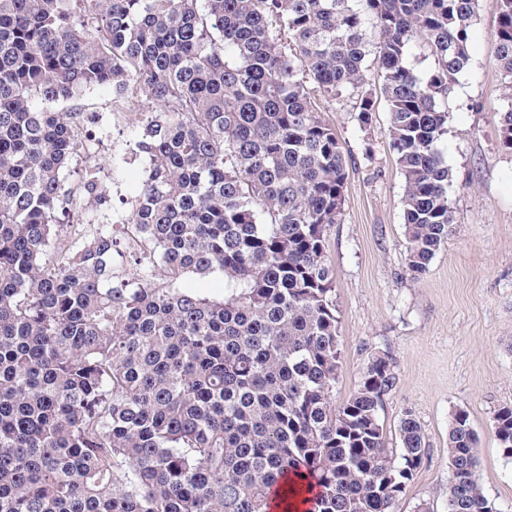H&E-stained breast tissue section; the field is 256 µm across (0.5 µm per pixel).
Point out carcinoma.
<instances>
[{
    "label": "carcinoma",
    "instance_id": "1",
    "mask_svg": "<svg viewBox=\"0 0 512 512\" xmlns=\"http://www.w3.org/2000/svg\"><path fill=\"white\" fill-rule=\"evenodd\" d=\"M477 3L0 0V512H269L303 484L319 488L314 512H395L425 434L406 413L388 447L384 352L335 403L325 232L349 164L318 101L352 100L366 131L384 98L408 267L423 276L454 229L440 144ZM496 40L512 152V0H499ZM416 50L430 69L409 64ZM94 87L160 108L132 220L167 286L115 284L108 229L59 254L58 215L80 217L62 177L77 101ZM216 271L219 297L176 285ZM494 424L512 458L511 405ZM448 459V512H497L464 409Z\"/></svg>",
    "mask_w": 512,
    "mask_h": 512
}]
</instances>
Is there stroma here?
<instances>
[{
  "label": "stroma",
  "mask_w": 512,
  "mask_h": 512,
  "mask_svg": "<svg viewBox=\"0 0 512 512\" xmlns=\"http://www.w3.org/2000/svg\"><path fill=\"white\" fill-rule=\"evenodd\" d=\"M498 15L499 0H478L470 67L448 98L442 148L452 175L455 232L423 277L413 278L407 268L404 182L385 134L386 103H379L368 134L354 121L350 102L321 105L349 158L342 220L326 229L342 353L336 401L358 389L369 352L388 353L398 377L380 412L388 443L399 446L407 412L426 437L428 455L397 512H416L421 504L448 512V426L458 408L469 412L480 436L485 495L501 512H512V459L494 429L497 410L512 404V153L499 145L507 100L495 61ZM79 104L104 121L87 127L96 144L91 154L74 156L65 183L76 186L94 171L108 201L90 221L126 235L150 167L137 143L157 108L102 88L87 90ZM116 112L125 115L117 124Z\"/></svg>",
  "instance_id": "obj_1"
}]
</instances>
